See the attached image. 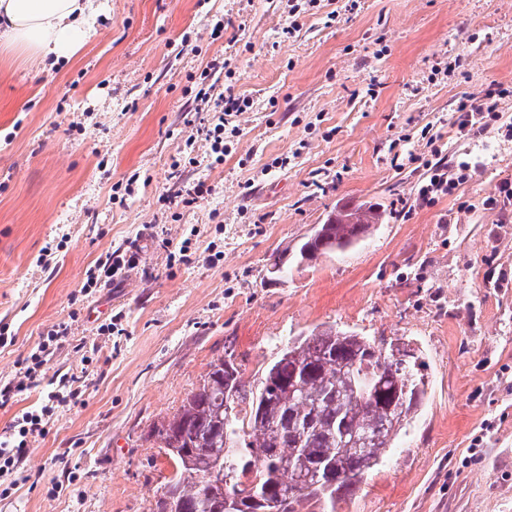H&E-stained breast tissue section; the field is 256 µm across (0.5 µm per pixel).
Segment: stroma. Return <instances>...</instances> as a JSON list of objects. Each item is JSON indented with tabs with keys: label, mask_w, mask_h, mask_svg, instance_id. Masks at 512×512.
I'll return each instance as SVG.
<instances>
[{
	"label": "stroma",
	"mask_w": 512,
	"mask_h": 512,
	"mask_svg": "<svg viewBox=\"0 0 512 512\" xmlns=\"http://www.w3.org/2000/svg\"><path fill=\"white\" fill-rule=\"evenodd\" d=\"M289 4L95 0L70 59H0V381L63 322L44 373L82 390L32 437L0 512H153L170 471L153 430L211 362L234 355L251 380L332 325L409 342L429 376L407 435L337 512H512V213L484 206L512 183V136L456 126L462 99L512 88V0ZM203 88L253 101L220 164ZM437 148L475 175L427 206ZM200 182L210 193L168 203ZM364 205L383 217L368 239L274 272ZM133 246L138 265L83 291ZM137 262L136 257L128 256L123 257L121 254L107 253L104 258H100L93 270L87 276V281L83 286V290L87 291L90 288H97L101 286L102 282L107 283L114 282L117 280L119 271L126 266L135 265Z\"/></svg>",
	"instance_id": "stroma-1"
}]
</instances>
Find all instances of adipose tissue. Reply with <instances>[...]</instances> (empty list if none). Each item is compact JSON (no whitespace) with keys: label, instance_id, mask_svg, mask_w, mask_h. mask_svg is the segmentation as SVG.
Segmentation results:
<instances>
[{"label":"adipose tissue","instance_id":"adipose-tissue-1","mask_svg":"<svg viewBox=\"0 0 512 512\" xmlns=\"http://www.w3.org/2000/svg\"><path fill=\"white\" fill-rule=\"evenodd\" d=\"M93 0H0V52L70 59L86 42Z\"/></svg>","mask_w":512,"mask_h":512}]
</instances>
